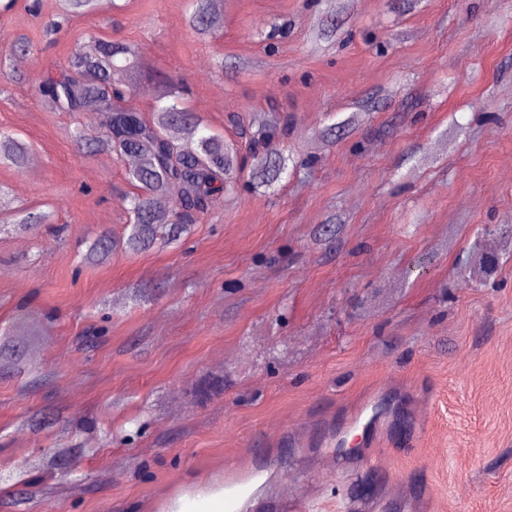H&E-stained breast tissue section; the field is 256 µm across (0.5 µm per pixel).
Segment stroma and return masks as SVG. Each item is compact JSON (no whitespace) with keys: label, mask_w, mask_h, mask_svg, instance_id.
Listing matches in <instances>:
<instances>
[{"label":"stroma","mask_w":512,"mask_h":512,"mask_svg":"<svg viewBox=\"0 0 512 512\" xmlns=\"http://www.w3.org/2000/svg\"><path fill=\"white\" fill-rule=\"evenodd\" d=\"M116 2L49 36L59 0H16L0 50L27 36L50 71L97 30L225 140L283 113L299 165L132 251L126 161L70 138L96 118L0 89V133L38 163L0 188L53 213L0 232V334L30 366L0 376V512H168L246 471L244 512H292L285 488L306 512H512V0H355L319 47L318 0H224L211 40L187 0ZM476 247L484 281L458 271Z\"/></svg>","instance_id":"obj_1"}]
</instances>
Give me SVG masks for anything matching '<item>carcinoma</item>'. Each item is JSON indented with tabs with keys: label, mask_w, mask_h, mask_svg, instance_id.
<instances>
[{
	"label": "carcinoma",
	"mask_w": 512,
	"mask_h": 512,
	"mask_svg": "<svg viewBox=\"0 0 512 512\" xmlns=\"http://www.w3.org/2000/svg\"><path fill=\"white\" fill-rule=\"evenodd\" d=\"M111 7L115 0H61V12L51 27L58 29L75 16H95ZM186 22L190 30L203 38L212 37L224 25L223 0H188ZM97 44L94 53L76 51L67 65L48 71L36 80L35 92L50 101L58 112H87L98 119L101 135L90 139L80 127L71 132L80 151H108L116 157L135 158L138 163L128 169L127 181L138 188L129 197L133 216L126 247L137 250L150 244L161 224L169 225L167 239H177L205 213L216 197L231 192L237 173L250 167L252 186L270 189L287 173L290 158L278 149L286 124L275 115L256 120L250 137L249 158L238 159L237 151L212 132L186 105L187 88L179 79L150 68L135 47L122 42L106 41L89 34ZM32 50L30 40L20 37L0 54V68L10 58ZM122 72L125 80L114 81ZM146 80L157 84V94L150 107L151 116L128 104L137 88ZM29 151L18 137L0 135V165L22 168ZM172 198V217H162L154 207V197ZM49 211H30L13 205L8 194L0 190V222L9 230L25 232L50 223ZM110 236L103 234L87 248L86 257L106 255L112 248ZM24 355L19 343L0 340V369L16 364Z\"/></svg>",
	"instance_id": "1"
}]
</instances>
